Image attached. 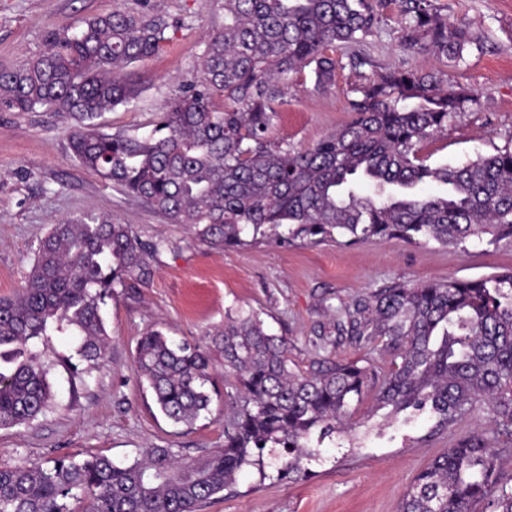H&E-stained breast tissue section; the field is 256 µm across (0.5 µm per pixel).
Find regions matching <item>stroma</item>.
<instances>
[{"instance_id":"35a3bbf8","label":"stroma","mask_w":512,"mask_h":512,"mask_svg":"<svg viewBox=\"0 0 512 512\" xmlns=\"http://www.w3.org/2000/svg\"><path fill=\"white\" fill-rule=\"evenodd\" d=\"M450 20L466 23L476 41L463 60L404 50L395 32L396 5L363 43L336 49L332 86L315 90L311 70L293 74L288 103L271 129L273 140L295 147L314 144L349 117L355 88L379 71H440L448 83L470 88L479 102L453 118L446 131L424 143L429 164L460 165L512 145V0H436ZM156 7L167 23L157 57L137 63L143 91L129 106L98 115L104 132H149L178 89L199 74L210 33L224 25V0H0V68L25 63L48 30L82 18ZM367 58L356 67L353 56ZM72 120L52 112L0 111V298L26 282L34 253L52 225L67 218L108 215L144 240L166 243L154 261L150 286H115L103 307L110 346L95 368L71 365L76 340L51 336L31 349L50 367L55 406L32 424L0 429V467L59 457L104 454L118 462L169 448L196 457L222 447L227 394L223 357L213 353L212 402L193 425H176L158 410L135 363L142 334L158 328L175 340L208 346L229 314L253 310L271 333L287 337L292 358L308 365L320 353L313 329L329 311L392 280L419 283L446 277L475 279L512 268V243L489 246L470 240L454 248L399 239L356 245L334 237L310 244L279 243L274 234L222 249L199 240L190 225L172 223L72 157ZM376 386L355 406L354 428L323 448L307 478L281 481L244 470L234 492L206 501L198 512H399L415 476L458 439L489 434L487 412L475 405L445 431L419 417L384 424L373 410Z\"/></svg>"}]
</instances>
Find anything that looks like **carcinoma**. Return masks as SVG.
<instances>
[{
	"mask_svg": "<svg viewBox=\"0 0 512 512\" xmlns=\"http://www.w3.org/2000/svg\"><path fill=\"white\" fill-rule=\"evenodd\" d=\"M387 0H224V28L205 46L201 76L168 102L148 135L103 133L92 120L134 101L130 70L160 53L168 24L159 13L111 11L75 28L46 32L27 63L0 68V110L55 112L76 122L72 157L124 192L189 224L213 246L245 244L282 226L280 243L336 234L354 245L401 239L460 245L512 239V148L461 165L427 164L422 145L477 103L434 72L388 68L354 89L351 118L315 144L269 139L288 76L312 68L332 85L336 46L385 23ZM401 44L461 60L473 44L434 0H399ZM162 240L144 241L110 216L54 225L41 240L26 285L0 298V428L33 422L55 402L49 370L28 349L51 335L78 337L93 367L108 354L103 305L116 285L148 286ZM320 345L345 339L379 346L392 368L375 400L388 416L427 415L446 430L481 401L499 447L470 435L416 477L400 512H512L501 459L512 453V268L474 280L392 281L354 298L317 325ZM211 348L233 379L224 447L190 459L169 448L117 463L105 455L0 467V512H196L197 506L266 465L297 480L323 441L348 429L350 403L373 380L356 361L320 359L300 369L288 340L254 312L216 331ZM136 363L162 414L191 425L208 411L211 352L175 343L159 329L139 339Z\"/></svg>",
	"mask_w": 512,
	"mask_h": 512,
	"instance_id": "cac0c4a2",
	"label": "carcinoma"
}]
</instances>
